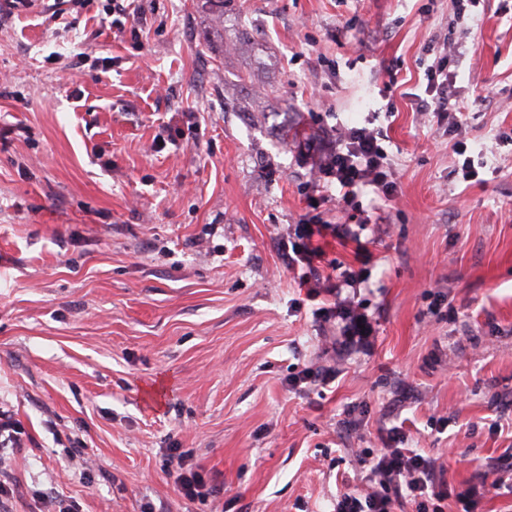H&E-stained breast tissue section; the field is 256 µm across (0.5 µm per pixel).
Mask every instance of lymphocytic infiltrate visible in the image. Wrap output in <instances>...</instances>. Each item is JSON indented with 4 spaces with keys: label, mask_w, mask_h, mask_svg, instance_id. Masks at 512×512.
Returning a JSON list of instances; mask_svg holds the SVG:
<instances>
[{
    "label": "lymphocytic infiltrate",
    "mask_w": 512,
    "mask_h": 512,
    "mask_svg": "<svg viewBox=\"0 0 512 512\" xmlns=\"http://www.w3.org/2000/svg\"><path fill=\"white\" fill-rule=\"evenodd\" d=\"M461 54V44L439 42L425 73L424 93L415 99L417 111L429 114L437 126L452 131L460 126L449 105L457 78L454 65ZM381 140L378 130L352 126L340 132L328 146L318 163L319 181L323 186L335 188L338 208L362 210V197L368 191L387 201L401 195V183L391 170V160ZM328 229V224L321 222L305 225L298 242L291 245L288 267L297 272L299 284L306 288L308 297H328V305L316 311L320 322L342 321L344 335L363 339L372 333L368 317L358 303L342 295L343 288L355 287V279L318 272L325 252L315 239L325 235ZM404 441L401 428L388 429L381 438V448L369 455L373 491L366 494L346 491L337 495L335 512H394L408 502L415 504L417 512H445V502L451 496L462 504L463 512H476L484 494L504 487L505 473H512V456L504 457L495 478L481 479L455 493L438 481L434 461L406 448ZM170 458L175 463V484L181 496L204 502L219 495L217 485L204 468L193 462L191 454L174 450Z\"/></svg>",
    "instance_id": "f902f5d3"
}]
</instances>
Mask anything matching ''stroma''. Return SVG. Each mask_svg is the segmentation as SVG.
Segmentation results:
<instances>
[{
	"label": "stroma",
	"instance_id": "1",
	"mask_svg": "<svg viewBox=\"0 0 512 512\" xmlns=\"http://www.w3.org/2000/svg\"><path fill=\"white\" fill-rule=\"evenodd\" d=\"M37 0L0 14V450L11 512H333L402 426L462 489L512 453V0H490L447 134L414 98L452 0ZM398 84L386 87V70ZM373 119L402 184L317 196L327 137ZM462 142L480 181L464 182ZM374 334L320 326L281 242L311 216ZM335 383L301 393L303 367ZM191 451L220 488L190 501ZM334 372L331 367L326 369L304 367L288 380L289 389L290 391L302 392L310 386L318 385V383L325 384L333 377ZM170 458L175 464V484L178 493L184 498L206 502L216 498L220 490L200 465L192 462V454L178 452L179 448H169Z\"/></svg>",
	"mask_w": 512,
	"mask_h": 512
}]
</instances>
